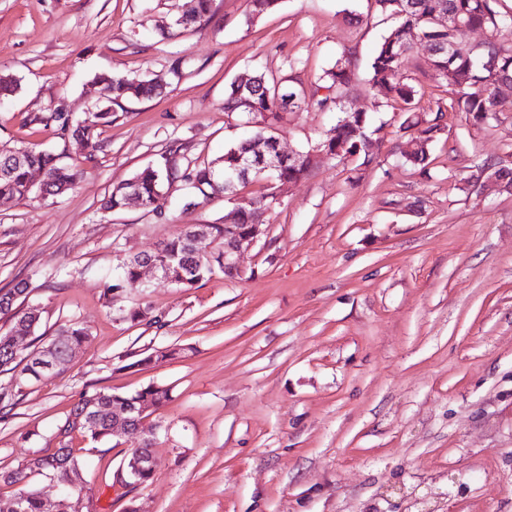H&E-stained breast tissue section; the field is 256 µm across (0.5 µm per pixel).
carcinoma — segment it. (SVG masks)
<instances>
[{
    "label": "carcinoma",
    "mask_w": 512,
    "mask_h": 512,
    "mask_svg": "<svg viewBox=\"0 0 512 512\" xmlns=\"http://www.w3.org/2000/svg\"><path fill=\"white\" fill-rule=\"evenodd\" d=\"M374 5L377 14L393 20V24L377 46L369 82L372 87L393 94L394 100L400 103V111L408 113L400 126L396 148L407 162L425 167L429 159L428 147L444 130L446 113L463 112L474 123L484 124L507 104L501 97L499 85H512V13L501 11L500 0H374ZM248 6V20L252 22L276 10L279 0H248ZM211 7L212 0H197L193 12L179 15L160 28L161 35L171 37L204 21ZM449 14L457 16L459 23L453 27L440 25L442 16ZM477 28L484 30L487 38L480 45L472 46L465 38L469 30ZM416 40L428 47L430 79L448 81V102H436L432 118L420 113L421 88L409 82L404 72ZM356 69L353 53L345 49L332 67L323 70L311 83L309 91L301 82L290 80L286 75L277 79L259 69L246 71L225 91L224 111L250 115L254 123L253 136L264 140L269 156L276 151L277 130L288 113L309 106L322 112H338L336 125L327 131L318 146L323 150L339 149L340 153L334 156L339 163L355 158L361 165L369 166L378 158L379 149L371 137L367 116L346 107ZM99 83L107 91V105L91 117L80 121L72 113L55 108L38 118L40 122L54 125L60 139L71 135L83 141L88 159L104 150V143L95 136L94 130L100 124L112 122V108L121 109L126 102L161 94L160 86L120 71L101 77ZM507 105L512 108V102ZM242 157L248 159L252 167L247 179L234 176ZM183 159L180 147L168 148L156 165L144 168L113 188L104 198L102 208L122 210L129 206V197L134 193L141 209L161 214L167 210L170 186L178 181L191 186L198 204L222 200L225 195L253 182L264 181V191L255 198L256 210L234 216V223L244 228L254 223L257 212L273 205L281 184L297 183L312 170V164L301 157L272 174L265 170V161L254 155L245 140L231 144L207 167H192L183 163ZM34 170L43 173L37 186L31 185L29 180ZM494 173L505 178L503 190L511 193V161L482 168L472 178L471 186H477L484 177ZM80 175L78 167L61 163L54 154L28 146L0 148L1 200L56 196L71 189ZM142 261L158 266L177 288H197L212 276L224 273V225H183L179 233L162 242L156 251L125 264L122 278L134 279ZM9 308L13 309L11 327L7 333L0 334V372L18 373L21 384L14 391L0 392V410L16 405L17 397L29 383L48 375L63 374L70 352L88 342L90 337L86 326L71 322L45 346L26 353L12 344L11 336L19 328L34 335L40 323L39 310L13 307V297L6 293L0 296V310ZM170 400V389L154 384L131 394L85 392L64 423L57 427L53 451L33 457L14 470L0 472V482L21 486L25 491V512H47L46 497L30 485L29 478L39 475L63 485L74 477L81 478V457L73 447L74 439L81 437L90 444L112 440V407L125 405L131 410L129 426L140 434L141 440L124 458L122 466L126 471L137 467L138 477L133 484H143L153 475L147 460L159 424L141 423L140 402L149 401L160 410ZM58 512H94L92 497L79 485L65 498Z\"/></svg>",
    "instance_id": "carcinoma-1"
}]
</instances>
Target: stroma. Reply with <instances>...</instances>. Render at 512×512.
<instances>
[{
  "label": "stroma",
  "mask_w": 512,
  "mask_h": 512,
  "mask_svg": "<svg viewBox=\"0 0 512 512\" xmlns=\"http://www.w3.org/2000/svg\"><path fill=\"white\" fill-rule=\"evenodd\" d=\"M373 0H282L247 22V0H213L208 21L165 39L159 24L191 0H0V146L24 144L83 169L43 200L0 202V289L24 285L43 340L71 320L91 337L67 371L26 388L0 418V468L43 448L86 391L172 388L137 512H512V194L465 181L512 158V112L475 126L447 113L428 172L396 152L405 113L371 88L367 66L386 30ZM356 55L348 108L366 113L375 163L316 160L265 217L241 258L245 276L190 290L122 279L123 259L154 251L185 224H220L221 201L165 217L101 202L169 145L205 166L252 121L224 109L226 85L257 65L304 84L342 48ZM296 69H289V62ZM179 74H172V65ZM147 76L160 96L125 104L98 127L105 148L42 124L54 105L83 118L96 78ZM332 112L289 113L279 132L306 150ZM140 308L147 318L129 321ZM180 356L139 365L142 354ZM82 450L96 512H123L112 475L136 443Z\"/></svg>",
  "instance_id": "1"
}]
</instances>
